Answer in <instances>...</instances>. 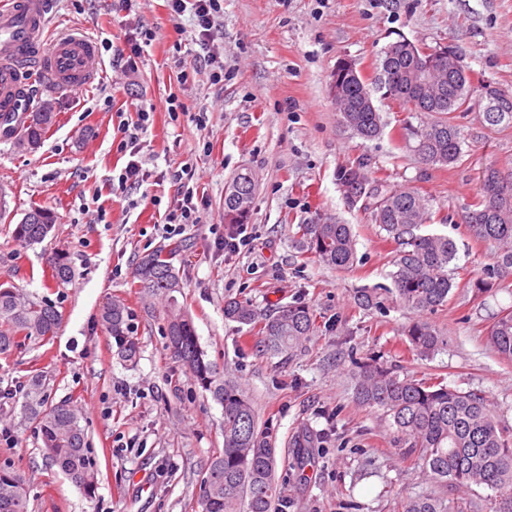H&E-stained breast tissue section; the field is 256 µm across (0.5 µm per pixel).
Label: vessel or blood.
Masks as SVG:
<instances>
[{"label": "vessel or blood", "instance_id": "1", "mask_svg": "<svg viewBox=\"0 0 512 512\" xmlns=\"http://www.w3.org/2000/svg\"><path fill=\"white\" fill-rule=\"evenodd\" d=\"M49 0H0V111L19 116L31 106L29 87L69 93L92 84L104 68L95 41L69 29L47 40Z\"/></svg>", "mask_w": 512, "mask_h": 512}]
</instances>
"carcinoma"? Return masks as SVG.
I'll return each instance as SVG.
<instances>
[{"label": "carcinoma", "mask_w": 512, "mask_h": 512, "mask_svg": "<svg viewBox=\"0 0 512 512\" xmlns=\"http://www.w3.org/2000/svg\"><path fill=\"white\" fill-rule=\"evenodd\" d=\"M382 67L392 78L396 96L411 112L428 116L411 134L417 139L414 152L425 165H450L462 155L463 137L451 114L478 93L490 105L500 96L512 97L489 83L472 86L466 66L441 76L435 96L415 91L407 79L406 59L400 51L384 56ZM369 93L361 75L345 81L344 94L334 100L341 121L356 134L373 138L382 131L380 113L361 112L363 94ZM51 107L35 113L23 124L18 144L24 149L40 145L55 122ZM368 160L359 158L336 171V181L352 207L367 199L364 209L398 248L391 272L392 297L412 312H431L448 302L454 287L455 241L432 233L427 200L410 189H389L370 182ZM255 182L250 172L238 174L224 192V223L243 224L254 201ZM470 235L497 245L500 265L512 267V177L492 166L480 175L475 201L465 214ZM55 223L47 209H32L14 225L11 236L20 247L42 242ZM294 240L303 253L336 269L350 268L356 259V239L348 224L324 222L298 224ZM167 251L138 259L134 278L143 298L165 302L164 331L167 348L195 381L222 405L224 449L213 457L201 483V512H278L276 482L277 449L269 432L258 427L251 399L233 382L224 379L217 366L205 359L193 320L179 302V276ZM45 277L60 286L68 283L73 269L66 254L46 258ZM363 310L380 306L378 292L362 289L355 295ZM224 318L242 324H260L256 347L269 355H290L316 331V314L297 302L262 314L253 306L229 299ZM102 326L119 344L121 355L136 359L138 345L131 337L132 312L125 300L113 298L102 307ZM62 315L47 301H35L9 280L0 281V355L7 356L19 344L32 339L49 340L61 326ZM413 349L430 355L443 344L426 322L417 320L405 330ZM487 340L502 357L512 360V309L496 314L487 328ZM358 404L378 408L395 428L396 446L423 461L424 476L440 492L398 502L400 512H512V433L500 427L489 400L480 391H459L435 377L416 380L400 376L376 359L355 366ZM24 409L35 416L43 450L57 467L86 494L97 489V473L88 455L84 428L77 408L67 401L48 405L33 399ZM483 489L476 500L456 494L459 489ZM0 512H29L28 488L10 466L0 467Z\"/></svg>", "instance_id": "1"}]
</instances>
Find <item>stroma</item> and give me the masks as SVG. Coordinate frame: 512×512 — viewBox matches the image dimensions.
Here are the masks:
<instances>
[{
    "label": "stroma",
    "mask_w": 512,
    "mask_h": 512,
    "mask_svg": "<svg viewBox=\"0 0 512 512\" xmlns=\"http://www.w3.org/2000/svg\"><path fill=\"white\" fill-rule=\"evenodd\" d=\"M222 8L215 48L223 82L204 69L179 83L196 50L189 16L172 18L164 0H136L137 17L155 33L138 71L64 97L39 92L35 106L52 103L57 120L38 149L0 137V191L10 211L0 221V278L63 316L52 340L0 356V466L26 479L31 512H200L202 475L224 446L222 407L167 350L163 301L144 304L132 286L139 257L177 243L181 301L207 359L251 398L259 427L273 435L286 512H395L398 497L431 490L421 461L396 448L382 411L357 403L354 361L377 356L399 374L482 391L512 431V362L486 337L494 314L512 308V268L499 267L494 244L474 242L459 222L482 168L512 174V126L488 124L482 105H472L457 115L466 135L460 160L428 166L404 128L419 117L373 91L383 130L367 140L340 123L329 95L338 61L352 60L374 82L383 48L401 37L456 48L473 83L512 93V0H223ZM50 15V34L88 32L103 63L125 46L116 0H52ZM171 96L180 103L173 114ZM140 106L155 109L140 137L150 176L115 193L112 181L124 165L114 146L118 125ZM359 157L370 161V180L414 188L448 217L432 230L456 242L459 272L447 304L423 315L445 340L434 356L408 349L404 330L413 312L392 301L370 311L354 302L358 289L390 287L395 254L368 211L348 207L337 185V168ZM186 162L194 173L189 185L208 207L200 223L170 240L155 226L152 199L170 204L178 186L164 175ZM247 168L259 184L247 223L252 243L227 254L217 247L232 231L224 192ZM39 207L55 213L54 228L42 243L17 246L11 221ZM327 219L352 227L357 261L350 270L330 269L293 242L296 225ZM54 251L67 253L74 270L63 286L42 278ZM484 275L493 287L474 298L465 283ZM115 296L133 313L139 354L132 364L97 320ZM228 298L267 311L305 302L317 331L293 356H267L251 327L225 320ZM35 375L51 403L70 400L81 413L97 470L94 495L43 455L38 427L23 410ZM306 435L322 442L301 472L293 466L295 442Z\"/></svg>",
    "instance_id": "obj_1"
}]
</instances>
